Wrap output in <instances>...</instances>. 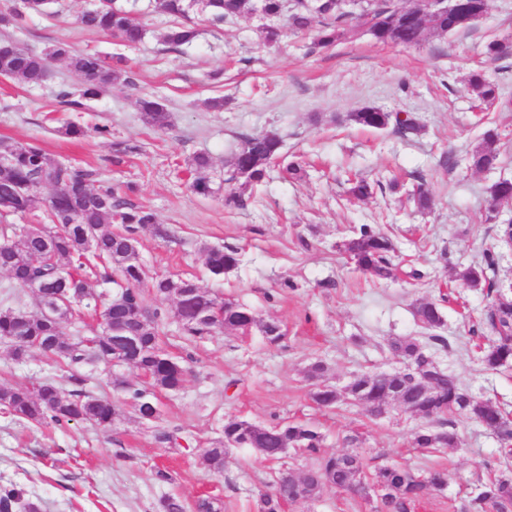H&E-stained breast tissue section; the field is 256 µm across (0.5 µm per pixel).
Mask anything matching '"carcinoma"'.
I'll return each mask as SVG.
<instances>
[{
	"label": "carcinoma",
	"instance_id": "obj_1",
	"mask_svg": "<svg viewBox=\"0 0 512 512\" xmlns=\"http://www.w3.org/2000/svg\"><path fill=\"white\" fill-rule=\"evenodd\" d=\"M158 0L159 10L176 19L166 31L164 42L173 47L192 43L198 29L190 18L195 6H201L207 21L220 26L246 15L260 14L284 21L295 32L316 31L314 46L327 48L342 37L352 12L336 4V0ZM362 17L365 32L383 44L417 46L432 34H450L464 25L455 24L442 15H414V4L408 0H351ZM22 6L9 17L17 22L26 13H42L46 0H21ZM82 28L108 33L127 45L143 38L141 25L118 0H100L79 17ZM57 57L81 78L82 88L75 94L60 89V103L82 109L85 102L105 89L128 79L122 59L112 62L97 54H74L63 42L52 52L33 54L10 42L0 43V70L7 78L25 85H37L49 70V59ZM472 93L485 105L499 98L497 88L479 73L469 80ZM144 123L163 128L168 113L163 102L153 96L139 100ZM355 124L374 130L395 126L400 132L416 129L413 119L397 112L367 106L350 115ZM281 139L268 132L240 138V144L227 161L229 177L243 184H260L268 174L272 160L280 154ZM498 134L493 129L483 133L481 143L467 156L470 168L480 171L499 163ZM194 178L192 190L210 197L223 191L225 204L242 206L244 200L236 191L213 186L210 171L212 157L197 153L189 163ZM53 193L46 209V222L24 231L16 224H0V272L12 287L29 289L36 295V305L29 309L17 295L14 304L0 308V342L8 344L16 359H24L32 351L55 358L63 371L62 378L70 386L65 389L53 381L32 382L26 386H0V407L21 421L39 426H64L86 422L101 428L112 426L116 414L112 401L88 387L89 378L75 371L79 365L103 367L107 383L113 379L114 359L125 365L141 367L149 373V382L140 386L122 380L125 393L138 418L145 423L161 419L158 395L179 391L186 379L187 368L181 356L162 353V312L154 310L147 321L141 320L145 295L171 298L180 324V338L187 342L205 339L217 332H241L251 325L260 328L266 339L277 343L283 337L281 326L274 320L261 321L249 308L205 290L191 279L155 277L148 279L137 248V235L150 230L159 238L169 236V229L156 221L155 214L131 203L119 190L101 178L98 169L66 164L52 158L33 144L0 140V218L24 214L39 202L43 188ZM373 186L365 178L350 181L349 194L364 199ZM119 224L116 230L112 225ZM343 251L365 273L388 278L393 272L395 247L385 235L370 225L362 224L344 241ZM239 255L233 248L211 246L205 251V267L216 279L235 269ZM471 288H486L496 294L483 324L495 334V343L482 351L484 367L496 371L512 364V298L495 292L493 281L481 267H470L461 273ZM60 293L69 316L63 318L48 309L55 293ZM99 311L100 320L88 335L64 336L63 323L86 309ZM414 316L428 330L440 326L444 317L435 302L420 303ZM118 336H139L141 344L116 354ZM390 349L402 360L404 368L393 372L360 374L339 392L335 386L321 383L312 393L313 401L322 407H333L342 395L376 414L383 413L393 401L411 413L432 420L434 427H423L415 433L418 448H457L461 445L453 429L450 415L464 414L497 434L501 444L498 467L481 483L479 492L467 505L470 512H512V429L509 412L501 406L481 399L467 390L441 368L433 366L431 356L414 338L391 341ZM322 434L307 421H283L261 424L245 419L229 418L224 422L223 439L204 451L209 466L224 470V458L231 448H249L267 461L282 459L289 448L304 449L318 455L315 463L301 474L279 471L272 489L260 494L258 512H283L285 505L312 500L326 487L338 490L377 492V512H410L431 489L448 486V473L431 470L422 475L402 465L377 468L372 482L365 481L366 458L358 450L336 454H320ZM38 512V505L23 500L21 491H0V512Z\"/></svg>",
	"mask_w": 512,
	"mask_h": 512
}]
</instances>
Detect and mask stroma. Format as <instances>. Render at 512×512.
<instances>
[{"label":"stroma","mask_w":512,"mask_h":512,"mask_svg":"<svg viewBox=\"0 0 512 512\" xmlns=\"http://www.w3.org/2000/svg\"><path fill=\"white\" fill-rule=\"evenodd\" d=\"M91 2L53 0L46 14L0 24V41L38 54L64 41L79 52L121 56L131 67V83L115 84L73 112L56 98L61 87L78 85L65 61H52L40 86L0 79V139L99 169L171 231L167 239L139 234L148 274L195 278L260 319L278 321L285 336L272 344L256 328L247 336L223 332L186 343L174 301L147 295V305L165 315L164 347L188 368L182 389L161 398L160 426L178 429L181 444L158 443L156 426L141 422L123 393L97 380L95 392L117 409L108 429L73 422L49 430L0 410V488L22 490L39 512H159L168 495L189 510L209 496L222 502L223 512H256L258 495L278 467L301 473L313 456L292 449L277 465L235 448L217 473L206 464L204 449L222 437L231 417L265 424L309 420L324 436V452L357 448L373 468L446 470L447 488L429 491L412 512H463L488 477V464L499 458L493 431L457 415L460 447L416 448L412 440L424 418L395 403L379 416L348 400L317 407L307 371L323 361L327 383L341 389L359 374L400 368L390 342L425 336L413 309L434 301L444 315L437 333L448 341L447 348L433 349L436 361L470 393L512 411V366L485 370L476 344L491 332L472 334L491 298L460 277L492 260L491 279L512 298V251L496 244L512 209L494 218L488 210L489 186L512 180V53L495 61L485 55L489 41L512 42V0H489L482 19L418 47L383 45L352 30L317 52L308 34L287 32L278 43L264 44L260 16L215 28L200 12L196 42L174 49L163 40L172 19L158 12L155 0H128L144 37L127 46L80 28L77 17ZM475 73L496 83L508 106L481 109L469 88ZM147 95L162 98L165 128L141 121L137 102ZM217 96L224 99L223 111L207 109L206 99ZM365 106L411 113L418 128L401 133L352 124L350 114ZM69 121L82 125L85 135H61ZM97 125L109 126L111 137L94 133ZM489 126L500 136V163L488 172L471 170L465 156ZM268 131L280 136L288 159L302 160L300 179L271 168L264 182L245 189L242 207L191 191L193 154L213 157L212 177L219 181L240 137ZM116 141L133 145L134 153L114 161ZM355 176L372 183L370 197L348 196ZM420 179L432 196L427 210L408 199ZM362 224L392 238V278L365 274L341 254L343 241ZM206 246L238 250V266L212 279ZM60 377L58 365L39 352L18 361L0 344V385ZM160 469L170 481L157 480ZM374 506L363 495L327 488L285 512H374Z\"/></svg>","instance_id":"35a3bbf8"}]
</instances>
